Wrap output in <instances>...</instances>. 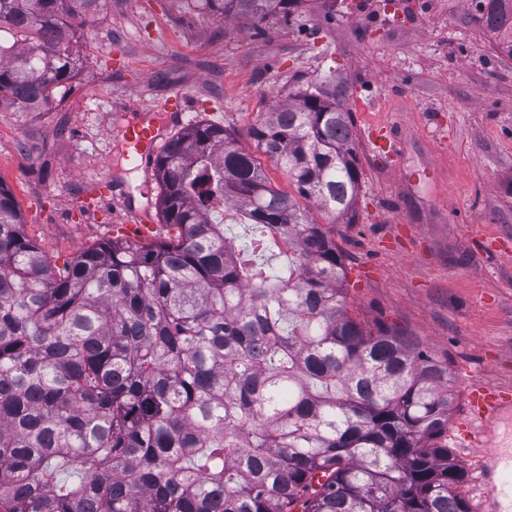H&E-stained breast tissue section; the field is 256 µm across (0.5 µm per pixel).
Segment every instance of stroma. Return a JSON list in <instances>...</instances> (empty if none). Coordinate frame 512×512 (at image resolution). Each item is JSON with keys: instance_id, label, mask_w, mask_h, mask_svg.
Here are the masks:
<instances>
[{"instance_id": "1", "label": "stroma", "mask_w": 512, "mask_h": 512, "mask_svg": "<svg viewBox=\"0 0 512 512\" xmlns=\"http://www.w3.org/2000/svg\"><path fill=\"white\" fill-rule=\"evenodd\" d=\"M74 50L83 67L64 99L27 114L0 107V181L59 265L127 238L131 206L150 209L157 240L176 234L156 208L155 176L127 168L124 125L152 113L172 134L203 122L251 152L262 112L314 83L344 89L363 168L357 221L300 205L346 256L351 314L449 359L460 398L447 444L478 505L489 451L463 445L465 395L476 381L512 390V58L472 0H291L260 20L191 0H107ZM178 93L182 115H164ZM378 125L392 126L399 158L375 152ZM104 182L114 198L77 204Z\"/></svg>"}]
</instances>
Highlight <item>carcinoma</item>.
I'll use <instances>...</instances> for the list:
<instances>
[{
	"instance_id": "cac0c4a2",
	"label": "carcinoma",
	"mask_w": 512,
	"mask_h": 512,
	"mask_svg": "<svg viewBox=\"0 0 512 512\" xmlns=\"http://www.w3.org/2000/svg\"><path fill=\"white\" fill-rule=\"evenodd\" d=\"M290 2L229 0L246 19ZM102 7L0 0V105L63 97L70 21ZM477 9L512 58V0ZM250 136L302 198L356 221L363 170L336 92H298ZM155 176L177 236L61 267L0 183V512H472L445 443L449 360L349 313L323 225L217 125L178 131Z\"/></svg>"
}]
</instances>
